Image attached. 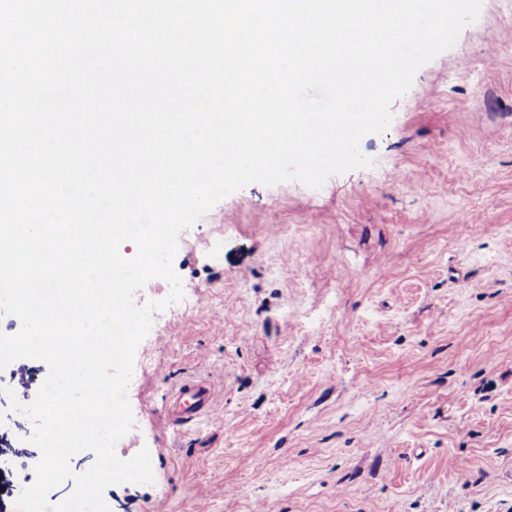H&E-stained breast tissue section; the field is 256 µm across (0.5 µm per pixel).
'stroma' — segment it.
Here are the masks:
<instances>
[{
    "label": "stroma",
    "mask_w": 512,
    "mask_h": 512,
    "mask_svg": "<svg viewBox=\"0 0 512 512\" xmlns=\"http://www.w3.org/2000/svg\"><path fill=\"white\" fill-rule=\"evenodd\" d=\"M391 112L371 167L249 185L181 232L187 310L138 346L115 446L154 482L110 512H512V10L484 0ZM47 372L0 370V512L39 459L9 399ZM194 377L221 420L168 426Z\"/></svg>",
    "instance_id": "obj_1"
}]
</instances>
